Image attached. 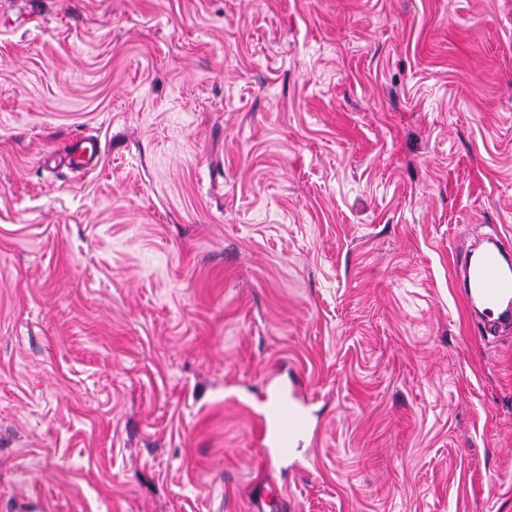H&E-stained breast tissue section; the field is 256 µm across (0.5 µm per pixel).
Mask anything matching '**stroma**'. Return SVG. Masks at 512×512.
Listing matches in <instances>:
<instances>
[{
	"instance_id": "stroma-1",
	"label": "stroma",
	"mask_w": 512,
	"mask_h": 512,
	"mask_svg": "<svg viewBox=\"0 0 512 512\" xmlns=\"http://www.w3.org/2000/svg\"><path fill=\"white\" fill-rule=\"evenodd\" d=\"M467 229L512 243V0H0V512H512ZM65 151L72 157V165L77 169L86 168L99 154L98 146L93 142L83 145L80 141H73L66 146ZM306 401L307 392L301 381H295L288 392L274 387L254 413L253 446L265 452L272 448L282 461L292 459L295 445L311 429L305 412Z\"/></svg>"
}]
</instances>
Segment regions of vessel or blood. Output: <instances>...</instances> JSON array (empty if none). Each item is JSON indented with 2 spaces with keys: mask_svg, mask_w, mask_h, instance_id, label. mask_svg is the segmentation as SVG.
Instances as JSON below:
<instances>
[{
  "mask_svg": "<svg viewBox=\"0 0 512 512\" xmlns=\"http://www.w3.org/2000/svg\"><path fill=\"white\" fill-rule=\"evenodd\" d=\"M65 151L74 168H86L99 154L96 143L71 142ZM453 277L483 335L512 327V248L500 238H487L469 249ZM307 392L302 382L290 390L272 389L254 414L253 445L273 449L276 457L292 459L295 446L310 431L305 412Z\"/></svg>",
  "mask_w": 512,
  "mask_h": 512,
  "instance_id": "b4317fda",
  "label": "vessel or blood"
}]
</instances>
